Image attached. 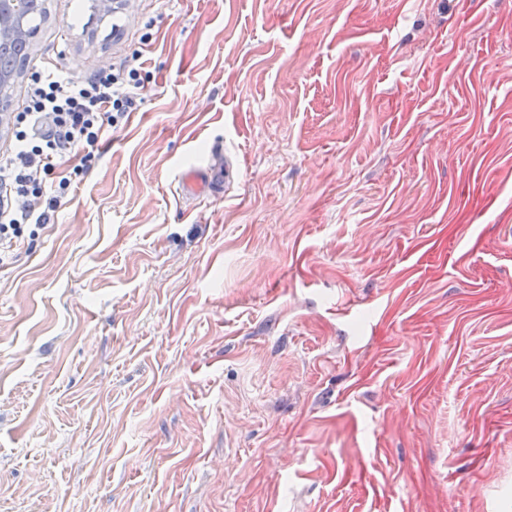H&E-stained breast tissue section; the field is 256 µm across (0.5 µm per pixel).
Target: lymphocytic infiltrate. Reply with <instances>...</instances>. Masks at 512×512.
<instances>
[{
  "mask_svg": "<svg viewBox=\"0 0 512 512\" xmlns=\"http://www.w3.org/2000/svg\"><path fill=\"white\" fill-rule=\"evenodd\" d=\"M140 87L130 64L82 80L48 66L34 73L25 106L14 117V146L0 155V263L20 245L25 226H49L71 185L61 171L64 159L97 148L129 112Z\"/></svg>",
  "mask_w": 512,
  "mask_h": 512,
  "instance_id": "1",
  "label": "lymphocytic infiltrate"
}]
</instances>
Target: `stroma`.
Here are the masks:
<instances>
[{
    "mask_svg": "<svg viewBox=\"0 0 512 512\" xmlns=\"http://www.w3.org/2000/svg\"><path fill=\"white\" fill-rule=\"evenodd\" d=\"M85 2L14 109L144 90L0 265V512H512V0ZM228 177L229 165H224L222 150L216 149L201 166L182 171L178 180L187 200L219 196Z\"/></svg>",
    "mask_w": 512,
    "mask_h": 512,
    "instance_id": "stroma-1",
    "label": "stroma"
}]
</instances>
